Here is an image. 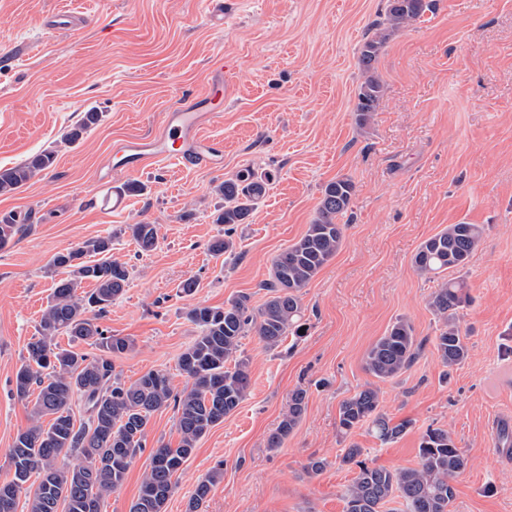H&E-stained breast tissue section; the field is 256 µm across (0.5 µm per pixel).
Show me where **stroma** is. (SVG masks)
Here are the masks:
<instances>
[{
  "label": "stroma",
  "instance_id": "obj_1",
  "mask_svg": "<svg viewBox=\"0 0 512 512\" xmlns=\"http://www.w3.org/2000/svg\"><path fill=\"white\" fill-rule=\"evenodd\" d=\"M385 2L232 0L216 28L206 0H0V168L56 154L49 172L0 195V214L31 215L0 248V479L7 449L31 423L30 404L12 388L65 276L49 265L56 253L111 237L113 258L130 270L124 294L99 320L131 342L115 370L128 383L164 371L179 392L186 378L178 357L197 335L187 308L221 307L242 294L261 305L273 257L311 224L324 185L347 177L352 217L340 250L302 291L304 336L274 349L255 333L242 338L249 394L198 442L166 512H187L219 461L224 479L202 512H343L356 472L341 461L349 443L367 462L411 468L431 426L448 429L466 460L453 481V512H512V454L498 440L512 429V0H434L431 12L391 35L375 64L385 93L361 128L358 49ZM64 7L85 12L80 38L44 29L43 16ZM219 59L230 95L205 133L223 139V168L160 160L129 177L113 174V150L154 135L182 96L206 94ZM91 108L100 122L65 145L63 132ZM246 165L275 179L238 225L232 249L213 255L208 244L224 233L212 221L224 204L217 187ZM131 181L141 192L116 197ZM141 222L156 224L159 237L144 254L129 231ZM461 222L485 232L462 272L469 356L448 373L434 350L436 284L417 272L414 255ZM188 279L196 290L184 297ZM400 317L420 348L406 372L381 383V401L392 422L410 427L387 444L364 428L343 438L339 405L369 382L364 354ZM298 388L307 392L305 412L282 447H269ZM179 439L173 408L154 413L145 451L101 512H128L151 449ZM317 458L327 467L309 473Z\"/></svg>",
  "mask_w": 512,
  "mask_h": 512
}]
</instances>
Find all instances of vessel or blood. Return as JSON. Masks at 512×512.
Returning a JSON list of instances; mask_svg holds the SVG:
<instances>
[{
	"label": "vessel or blood",
	"instance_id": "b4317fda",
	"mask_svg": "<svg viewBox=\"0 0 512 512\" xmlns=\"http://www.w3.org/2000/svg\"><path fill=\"white\" fill-rule=\"evenodd\" d=\"M83 15L73 9H61L46 18L45 27L76 34ZM223 76L211 82L209 96L186 97L169 108L162 117V128L148 139H129L117 152L112 168L127 174L145 168L150 163L165 160L182 167L212 168L224 157V146L203 132L205 123L218 118L220 108L215 96L228 93Z\"/></svg>",
	"mask_w": 512,
	"mask_h": 512
}]
</instances>
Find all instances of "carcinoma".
I'll return each mask as SVG.
<instances>
[{
  "mask_svg": "<svg viewBox=\"0 0 512 512\" xmlns=\"http://www.w3.org/2000/svg\"><path fill=\"white\" fill-rule=\"evenodd\" d=\"M433 7V0H387L384 17L372 25V35L358 50V64L365 74L357 94L356 122L365 126L376 111L384 86L375 75V63L391 33L420 19ZM100 121L89 110L63 137L77 143ZM53 151H43L25 162L0 169V193H13L35 175L51 169ZM272 177L245 167L224 179L218 191L224 207L214 222L224 225V237L209 249L225 253L233 246L235 226L247 223L266 196ZM355 185L349 178L328 182L321 191L316 215L306 232L272 261L270 278L262 284L269 292L259 308L242 294L224 307L192 305L186 318L198 329L194 342L178 358L187 379L176 393L168 375L150 370L130 384L121 381L112 358L130 348V340L107 334L99 317L123 295L130 271L112 259V237L89 239L55 254L51 265L67 271L58 280L44 310L37 336L27 345L28 356L16 372L14 391L21 400L34 397L31 425L17 433L6 456L12 477L0 482L10 489L7 507L17 512L24 497L27 512H99L100 502L123 484L136 455L145 448L153 414L173 407L179 444H161L151 452V464L139 494L128 512H165L173 493L175 476L194 452L197 442L215 425L234 413L246 399L251 380L248 360L236 356L240 339L254 332L267 348L278 346L287 336H299L305 327L301 291L336 255L344 239L343 218L351 207ZM27 212L12 211L0 217V248L29 223ZM139 251H153L158 243L157 225L149 222L129 226ZM484 234L479 224H450L422 242L414 257L417 271L437 281L430 306L441 322L434 349L442 365L451 369L468 355L466 333L458 311L469 295L465 282L442 273L464 270ZM89 282L93 288L82 291ZM66 336L73 343L98 347L101 354L61 349L55 343ZM416 338L412 324L397 319L367 350L365 371L379 382L404 373L415 359ZM80 402L88 414L76 423L73 404ZM306 407V390L290 396L288 412L268 439L279 448L299 423ZM367 427L383 443L400 438L410 422L391 423L382 410L380 390L369 383L341 401L338 427L343 436ZM77 456L74 464L59 463L60 457ZM356 443L344 449L341 461L358 467L346 489L344 512H383L395 497L402 512H451L456 490L452 481L465 467V459L448 430L428 427L421 438L419 462L414 468L390 470L361 458ZM36 480H31L32 475ZM224 478L219 461L196 485L188 512H198L217 483Z\"/></svg>",
  "mask_w": 512,
  "mask_h": 512,
  "instance_id": "1",
  "label": "carcinoma"
}]
</instances>
